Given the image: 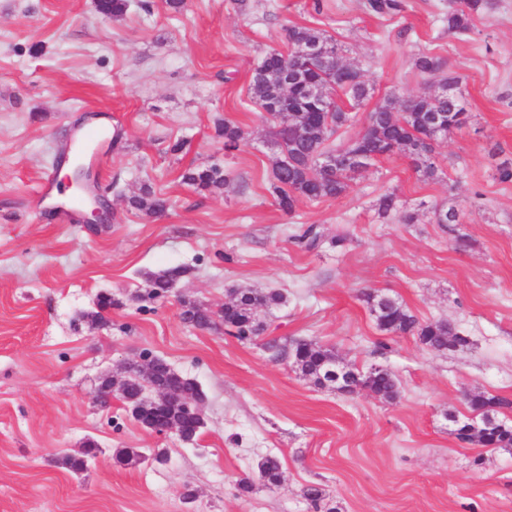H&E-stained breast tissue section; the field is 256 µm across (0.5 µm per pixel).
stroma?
Segmentation results:
<instances>
[{"label": "stroma", "mask_w": 512, "mask_h": 512, "mask_svg": "<svg viewBox=\"0 0 512 512\" xmlns=\"http://www.w3.org/2000/svg\"><path fill=\"white\" fill-rule=\"evenodd\" d=\"M492 3L452 32L448 0H406L385 17L365 0H185L179 12L129 0L117 19L96 0H0V512H312L309 485L339 512H512V449L462 444L453 425L471 415L468 394L512 398V182L497 176L512 162V0ZM291 27L336 40L369 85L332 148L386 98L457 78L468 121L434 141L435 179L397 151L341 196L279 208L273 124L249 86L259 59L288 51ZM424 53L438 71L416 67ZM224 119L243 132L231 153ZM92 130L111 207L97 226L70 207L64 173ZM213 164L230 174L224 190L183 183ZM145 186L168 199L163 215L132 206ZM388 193L398 211L383 218ZM451 206L458 223H437ZM312 224L322 240L305 250L295 239ZM177 267L169 292L145 298L147 274ZM232 288L283 294L262 336L183 321L184 300L216 311ZM366 292L451 322L466 345L437 351L381 331ZM103 294L112 306L90 327L83 315ZM270 340L385 367L397 394L317 386L273 360ZM144 352L198 384L205 426L193 442L154 435L119 396L99 404L101 377ZM90 440L87 470L56 465ZM121 448L141 463L119 464ZM268 455L282 466L275 486L258 470Z\"/></svg>", "instance_id": "stroma-1"}]
</instances>
